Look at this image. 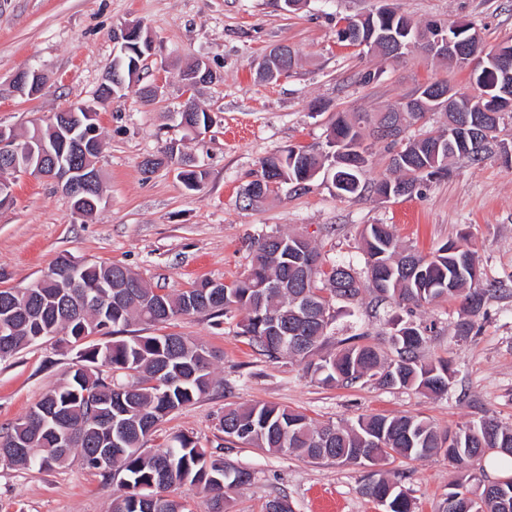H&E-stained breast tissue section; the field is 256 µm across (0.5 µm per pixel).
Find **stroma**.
<instances>
[{"label": "stroma", "instance_id": "1", "mask_svg": "<svg viewBox=\"0 0 512 512\" xmlns=\"http://www.w3.org/2000/svg\"><path fill=\"white\" fill-rule=\"evenodd\" d=\"M419 23L472 22L488 48L512 44V0H392ZM377 0H304L288 11L283 0H0V126L26 135L54 112L92 102L116 50L113 33L140 22L154 52L143 81L161 80L153 104H143L140 85L101 106L98 168L103 202L94 220L74 213L51 180L15 179L13 201L0 208V288L25 286L63 255L115 262L168 292L199 279L231 281L246 269L251 244L263 233H301L328 262L364 272L359 233L367 224H389L398 239L422 253L466 234L477 252L483 282L495 285L477 335L460 339L459 303L416 309L415 322L430 327L427 356L445 358L454 371L446 395L367 383L329 387L303 362L260 355L240 336L239 315L178 317L151 326L136 323L128 334H179L220 351L218 383L209 394L167 417L151 448L173 435L194 437L207 449L254 474L232 494L235 512H261L273 496H287L294 512H383L363 493L369 468L332 461L314 463L293 454H270L230 441L218 427L225 405L265 401L305 413L318 423H353L358 417L413 414L441 433L484 416L512 426V162L492 157L481 164L458 162L452 175L421 185L409 197L382 199L366 191L340 198L330 177L308 190L279 192L261 204L244 202L242 191L260 161L291 146L324 151L330 112H381L403 102L415 88L448 80L470 86L469 73L448 61L410 49L402 58L345 45L336 32L345 18L370 13ZM285 44L297 62L277 82L261 81L254 69L272 47ZM206 61L215 82L195 92L213 123L195 135L172 114L183 101L179 73ZM39 68L44 90L35 97L12 93L19 69ZM375 80L362 84L366 72ZM173 151L174 161L152 171L143 163ZM194 158L206 172L199 190H186L177 160ZM401 307L362 294L337 303L327 350L363 334L386 347L391 320ZM76 348L59 338L44 340L0 361V428L23 417L49 388L78 364ZM414 503V512H438L458 471L444 455L401 457L382 467ZM113 487L80 461L53 470L21 469L0 460V512H108Z\"/></svg>", "mask_w": 512, "mask_h": 512}]
</instances>
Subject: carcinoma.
Wrapping results in <instances>:
<instances>
[{
    "label": "carcinoma",
    "mask_w": 512,
    "mask_h": 512,
    "mask_svg": "<svg viewBox=\"0 0 512 512\" xmlns=\"http://www.w3.org/2000/svg\"><path fill=\"white\" fill-rule=\"evenodd\" d=\"M409 17L383 18L368 14L361 26L393 25ZM139 54L117 50L112 63L134 77L123 88L140 81ZM377 119L366 112H334L329 119L326 146L332 151L314 152L293 146L264 158L252 174L265 182L260 202L286 185L304 189L321 170L330 172L336 195L357 196L364 191L362 176L369 162L365 140L381 141L375 134ZM448 125L420 138L401 137L385 141L391 153L390 166L398 173L373 183L377 195L408 185L415 189L437 176L449 173L456 159L482 162L498 145L500 122L491 125L482 152L467 149V134ZM47 148L70 150L63 142L61 119L40 127ZM179 176L189 191H195L205 171L189 157L180 159ZM103 200L102 188L87 195L80 216L93 218ZM367 267L361 280L351 265L333 263L318 247L298 233H273L253 245L244 274L209 287L205 278L173 294L150 287L131 269L119 264L84 263L75 283L64 287L69 259L59 257L49 268L52 276L23 288L0 289V324L11 326L6 359L37 342L39 336L63 340L79 348L82 365L69 378L49 389L42 398L6 431L0 432V456L15 465L50 470L74 457L83 465L117 485L109 512H189L169 494L175 486L189 484L204 494L207 512H231L230 492L251 483L253 475L236 467L219 452H209L190 436L177 434L166 447L145 446L159 424L213 389L214 364L218 355L205 344L176 334L137 335L83 347L84 333L105 332L133 322L165 324L177 316L208 313L223 317L237 312L240 334L263 355L288 357L306 363V368L325 385L351 387L361 381L387 388H406L429 395L448 392L453 372L445 359H425L427 328L413 320H393L388 339L391 354L362 341V337L334 352H322L332 324L333 306L352 303L368 291L406 309L407 314L440 301L460 302L466 317L456 325L458 336L479 332L488 289L481 287L479 262L465 237L448 241L428 255L399 243L387 224H367L360 233ZM314 256L320 266L309 273L303 260ZM112 282V289L105 288ZM112 292L96 305L79 311L80 300ZM109 369L103 375L101 368ZM63 417L71 429L69 439L51 426H41L34 415ZM115 424H110L112 419ZM224 435L267 453H296L312 462L376 466L394 456L424 458L443 454L459 470L448 488L441 512H512V478L481 481L473 473L488 456L512 459V427L486 417L467 424L450 437H442L426 419L417 415L374 414L354 424H317L302 412L255 401L224 408L218 418ZM364 493L384 507V512H414L406 490L384 476L370 477ZM263 512H293L287 496L267 499Z\"/></svg>",
    "instance_id": "cac0c4a2"
}]
</instances>
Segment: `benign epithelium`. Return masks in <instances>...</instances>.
<instances>
[{"mask_svg": "<svg viewBox=\"0 0 512 512\" xmlns=\"http://www.w3.org/2000/svg\"><path fill=\"white\" fill-rule=\"evenodd\" d=\"M340 28L347 33L355 34V46L360 48H374L380 42V39L373 38L371 34H364L356 26L355 22H344ZM151 41V36H143V27L136 24L124 25L114 32V40L127 49L132 43L140 40ZM424 49L428 55L436 57H448L459 60L471 70L479 65L486 71L495 76L494 85L491 87L492 93L483 92V87L473 85L470 94L462 96L454 89L442 88L438 86L424 87L425 94L420 98H415L406 102L401 108L403 114L399 119L388 126H382L378 133L391 138L397 137L398 130L406 124L408 119L407 112H428L432 108V103L440 102V109L446 112H471V124L474 127L473 143L476 146L483 144V127L486 118L481 113L491 112H511L512 111V50L500 47L494 50L485 48L474 51L471 44L464 40H455L448 36L447 29L438 28L436 35L424 40ZM215 78L213 70L209 65L199 63L197 66L196 78L192 81L183 83L184 107L182 111H192L193 104L196 103L194 91L197 87L205 84ZM46 77L42 70L36 68L22 69L14 74L11 79L12 92L20 97H33L38 95L45 85ZM96 105L86 106L84 104L73 105L67 108L69 115L64 126L68 127L73 123H81L79 111H84L90 117L95 116L97 106L103 105L107 99L98 97L95 99ZM23 148L18 145V139L10 129L0 127V167L16 172L24 170V174L35 173L54 181L58 186L69 191L77 193L85 192L94 187L98 174L97 170L85 166L76 170L67 165L62 158L56 156L52 151L45 150L41 152L37 164L23 163L20 161Z\"/></svg>", "mask_w": 512, "mask_h": 512, "instance_id": "7a95c632", "label": "benign epithelium"}]
</instances>
